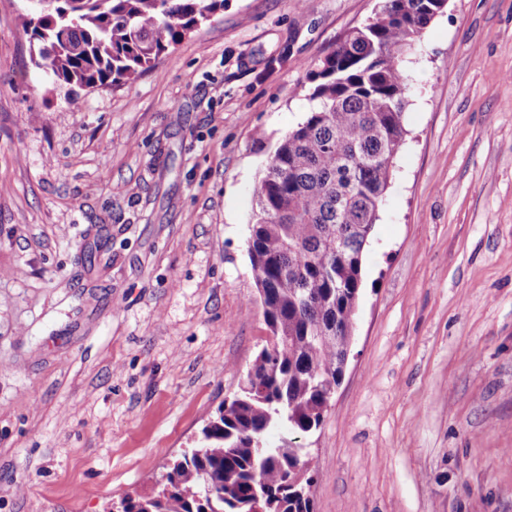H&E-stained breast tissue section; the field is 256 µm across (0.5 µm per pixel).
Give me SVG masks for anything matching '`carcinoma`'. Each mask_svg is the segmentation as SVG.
Listing matches in <instances>:
<instances>
[{"label": "carcinoma", "mask_w": 512, "mask_h": 512, "mask_svg": "<svg viewBox=\"0 0 512 512\" xmlns=\"http://www.w3.org/2000/svg\"><path fill=\"white\" fill-rule=\"evenodd\" d=\"M447 0H381L374 16L310 64L314 106L277 143L254 189L247 252L271 333L241 392L202 429L157 491L122 512H314L313 480L283 426L318 429L343 374L362 289L363 254L405 142L402 62ZM224 0H35L18 21L53 81L119 86L169 55Z\"/></svg>", "instance_id": "carcinoma-1"}]
</instances>
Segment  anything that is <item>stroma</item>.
Segmentation results:
<instances>
[{
	"label": "stroma",
	"mask_w": 512,
	"mask_h": 512,
	"mask_svg": "<svg viewBox=\"0 0 512 512\" xmlns=\"http://www.w3.org/2000/svg\"><path fill=\"white\" fill-rule=\"evenodd\" d=\"M379 5L225 0L74 108L0 0V512L151 492L238 392L270 336L253 190L307 64ZM406 68L354 343L302 440L314 512H512V0H448Z\"/></svg>",
	"instance_id": "obj_1"
}]
</instances>
